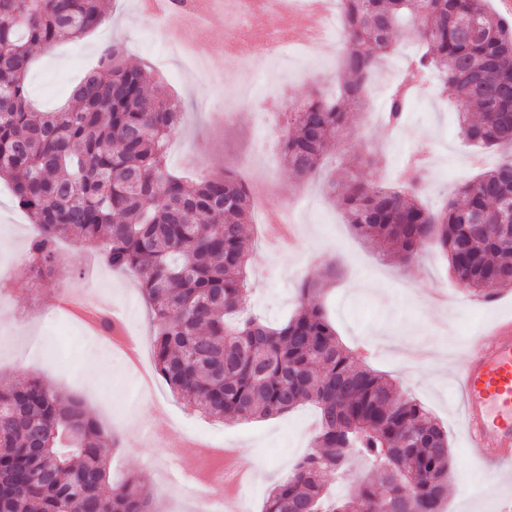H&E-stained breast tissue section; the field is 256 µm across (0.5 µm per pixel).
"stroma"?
Segmentation results:
<instances>
[{
    "label": "stroma",
    "instance_id": "1",
    "mask_svg": "<svg viewBox=\"0 0 512 512\" xmlns=\"http://www.w3.org/2000/svg\"><path fill=\"white\" fill-rule=\"evenodd\" d=\"M110 33L94 29L76 42L35 50L27 73L33 104L51 111L69 104L85 71L102 49L117 41L129 60L148 66L153 83L180 103L182 121L169 141L167 160L194 175L234 170L262 201L248 223L254 245L247 268L249 299L270 324L298 307L302 279H322L324 262L337 260L340 275L324 297L340 341L383 372L397 392L421 402L448 432L453 473L445 512H512V480L491 476L471 462L461 426V402L452 376L471 336L512 313V289L496 304L469 295L447 270L439 249H425L412 263L386 254L358 236L328 190L330 173L352 161L364 181L398 185L408 154L430 156L420 201L439 209L461 183L494 166L499 150L483 151V165L459 134L461 102L433 83L416 91L400 129L385 124L384 81L424 51L412 30L398 31L378 62L364 110L353 111L348 129L324 160L320 174L294 183L279 151L282 112H250L228 104L224 85L238 72L224 43L237 29L224 0H214V19L199 18L174 48L166 17L148 13L142 0H102ZM345 33L313 50L308 76L288 84L287 98L315 93L341 74ZM27 213L0 184V377L34 374L63 394L78 397L102 427L117 437L108 447L114 483L135 477L151 495L153 512H189L167 472L191 473L212 446L235 449V465L247 485L239 512H262L273 476L287 473L313 444L319 411L305 404L282 415L249 422H213L188 411L154 375L149 306L129 274L59 241L60 261L36 287L25 283V252L37 235ZM90 294L123 316L140 341L139 361L118 358L104 336L62 308L67 294Z\"/></svg>",
    "mask_w": 512,
    "mask_h": 512
}]
</instances>
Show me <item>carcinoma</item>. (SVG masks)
I'll use <instances>...</instances> for the list:
<instances>
[{
  "label": "carcinoma",
  "mask_w": 512,
  "mask_h": 512,
  "mask_svg": "<svg viewBox=\"0 0 512 512\" xmlns=\"http://www.w3.org/2000/svg\"><path fill=\"white\" fill-rule=\"evenodd\" d=\"M346 80L291 105L280 150L295 182L315 177L330 143L360 108L378 59L397 30L415 29L426 51L413 74L433 73L464 103L460 132L476 149L512 145V23L487 0H340ZM103 19L101 0H0V180L41 228L25 280L57 265L71 239L131 273L154 321L157 373L203 416L250 421L302 403L321 413L315 450L268 493L263 512H442L452 458L448 432L415 399L360 362L339 340L320 300L325 283L304 281L296 312L272 328L247 310L252 225L249 187L232 171L188 186L167 165L179 106L150 92L149 75L122 45L58 112L29 105L27 69L37 47L78 40ZM407 94L390 95L396 128ZM345 220L362 238L411 262L440 248L458 284L491 298L512 287V154L458 186L433 212L414 187L369 184L344 168ZM106 433L75 396L30 375L0 382V512H152L146 487L112 484ZM368 459L374 479L340 498L324 475Z\"/></svg>",
  "instance_id": "carcinoma-1"
}]
</instances>
